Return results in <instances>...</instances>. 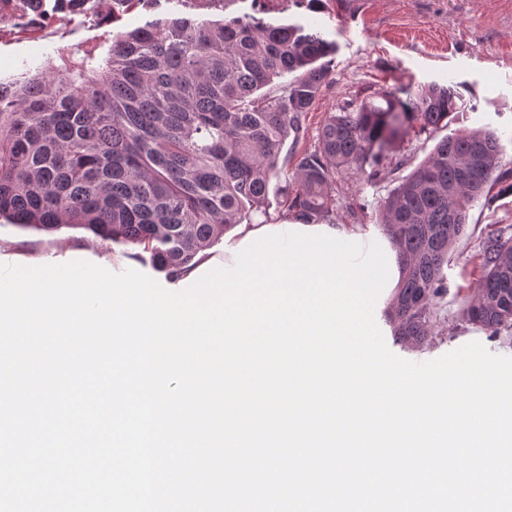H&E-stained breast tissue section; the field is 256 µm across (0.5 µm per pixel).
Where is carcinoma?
<instances>
[{
    "instance_id": "carcinoma-1",
    "label": "carcinoma",
    "mask_w": 512,
    "mask_h": 512,
    "mask_svg": "<svg viewBox=\"0 0 512 512\" xmlns=\"http://www.w3.org/2000/svg\"><path fill=\"white\" fill-rule=\"evenodd\" d=\"M106 42L103 57L60 50L52 71L0 80V217L139 248L171 280L226 231L268 216L270 182L288 167L281 207L323 222L336 211L337 177L376 174L389 152L448 126L456 109L444 85L386 90L382 106L345 102L313 147L285 154L327 82L320 60L333 46L321 35L256 16L176 18ZM289 73L278 93H260ZM499 155L494 132L459 130L378 202L377 225L401 270L387 316L403 341L419 346L430 335L469 211L495 185L512 194ZM461 315L493 336L512 327V237L489 239Z\"/></svg>"
}]
</instances>
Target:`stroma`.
<instances>
[{"mask_svg": "<svg viewBox=\"0 0 512 512\" xmlns=\"http://www.w3.org/2000/svg\"><path fill=\"white\" fill-rule=\"evenodd\" d=\"M247 13L274 24L316 29L336 46L327 58V84L308 114L306 137L295 152L313 147L327 113L379 89L403 85L415 90L438 83L455 93L457 109L448 126L396 149L376 177L337 178L332 221L346 225L359 240L380 237L378 201L452 132L494 130L503 148L501 163L512 167V0H327L315 12L298 0H234L226 8L204 0L196 6L186 0H141L130 10L112 0H90L79 14L47 7L36 33L8 7L0 11V80L44 65L60 48L99 44L108 34L149 21L189 16L215 23ZM499 234L512 236V194L481 200L470 210L466 233L445 269L448 293L434 307L428 346L417 349L401 342L384 313H377L375 321L394 354L421 363L477 341L492 354L512 356V328L492 336L461 317L482 266L483 246ZM29 257L44 265L86 260L115 273L128 268L154 272L130 248L115 244L102 249L84 231H24L0 218V264L20 265Z\"/></svg>", "mask_w": 512, "mask_h": 512, "instance_id": "obj_1", "label": "stroma"}]
</instances>
